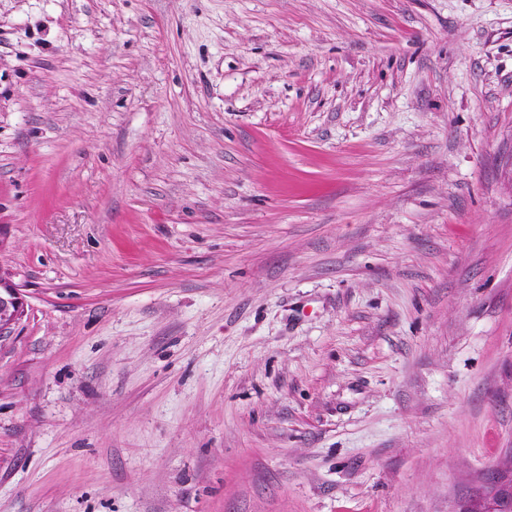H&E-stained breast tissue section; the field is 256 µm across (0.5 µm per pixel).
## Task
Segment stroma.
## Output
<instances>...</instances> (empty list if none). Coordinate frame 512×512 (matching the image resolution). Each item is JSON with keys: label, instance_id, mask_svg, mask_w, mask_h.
<instances>
[{"label": "stroma", "instance_id": "35a3bbf8", "mask_svg": "<svg viewBox=\"0 0 512 512\" xmlns=\"http://www.w3.org/2000/svg\"><path fill=\"white\" fill-rule=\"evenodd\" d=\"M0 269V512H465L512 0H0ZM25 300L11 278L0 281V341L8 338L25 313Z\"/></svg>", "mask_w": 512, "mask_h": 512}]
</instances>
